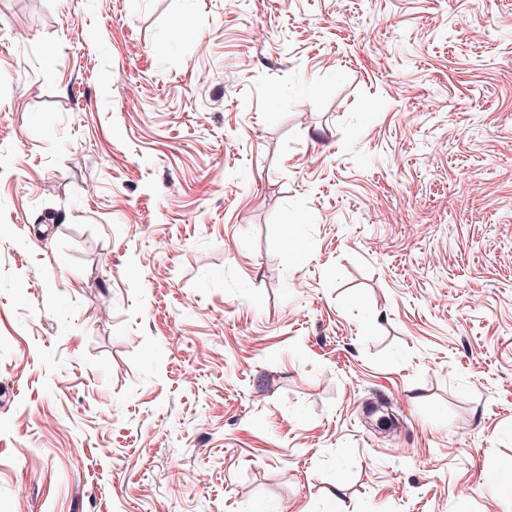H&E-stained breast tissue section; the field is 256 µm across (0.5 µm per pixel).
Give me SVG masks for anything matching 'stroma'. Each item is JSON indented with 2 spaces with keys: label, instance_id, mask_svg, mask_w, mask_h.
I'll list each match as a JSON object with an SVG mask.
<instances>
[{
  "label": "stroma",
  "instance_id": "stroma-1",
  "mask_svg": "<svg viewBox=\"0 0 512 512\" xmlns=\"http://www.w3.org/2000/svg\"><path fill=\"white\" fill-rule=\"evenodd\" d=\"M512 0H0V512H512Z\"/></svg>",
  "mask_w": 512,
  "mask_h": 512
}]
</instances>
